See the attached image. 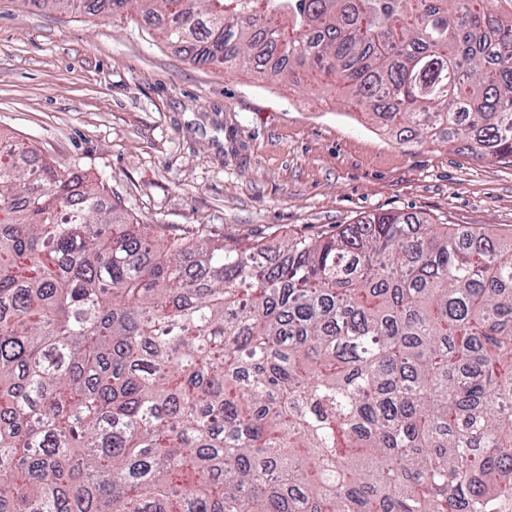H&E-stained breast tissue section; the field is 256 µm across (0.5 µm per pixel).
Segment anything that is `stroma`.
Here are the masks:
<instances>
[{
	"mask_svg": "<svg viewBox=\"0 0 512 512\" xmlns=\"http://www.w3.org/2000/svg\"><path fill=\"white\" fill-rule=\"evenodd\" d=\"M0 136L160 234L273 246L386 212L512 234V161L395 140L325 78L193 63L133 10L0 0Z\"/></svg>",
	"mask_w": 512,
	"mask_h": 512,
	"instance_id": "1",
	"label": "stroma"
}]
</instances>
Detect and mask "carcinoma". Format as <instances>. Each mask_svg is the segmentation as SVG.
Here are the masks:
<instances>
[{"label": "carcinoma", "mask_w": 512, "mask_h": 512, "mask_svg": "<svg viewBox=\"0 0 512 512\" xmlns=\"http://www.w3.org/2000/svg\"><path fill=\"white\" fill-rule=\"evenodd\" d=\"M28 1L512 158L500 0ZM28 153L0 144V512H512V235L378 213L274 262Z\"/></svg>", "instance_id": "obj_1"}]
</instances>
